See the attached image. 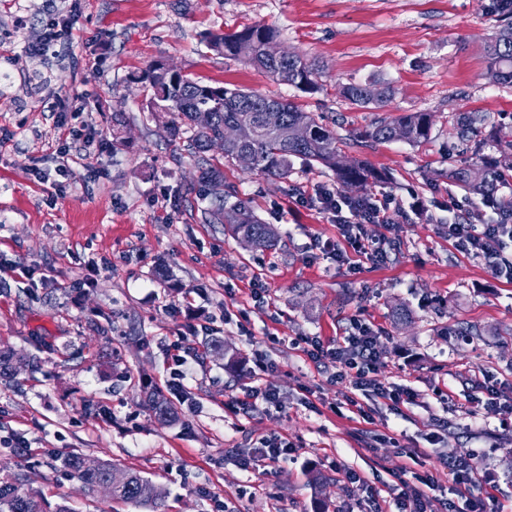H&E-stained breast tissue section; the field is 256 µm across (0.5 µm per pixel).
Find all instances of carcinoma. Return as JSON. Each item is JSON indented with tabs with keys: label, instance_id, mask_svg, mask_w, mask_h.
I'll return each mask as SVG.
<instances>
[{
	"label": "carcinoma",
	"instance_id": "carcinoma-1",
	"mask_svg": "<svg viewBox=\"0 0 512 512\" xmlns=\"http://www.w3.org/2000/svg\"><path fill=\"white\" fill-rule=\"evenodd\" d=\"M275 41L274 32L254 25L240 32L217 36L212 47L217 52L239 57L273 80L303 91L317 88L318 70L295 55L277 60L269 57L266 45ZM488 74L498 83H512V27L505 28L486 47ZM153 94L147 109L172 138L190 130L188 149L197 160L200 199L208 201L201 209L207 224H222L235 236L248 240L256 249L275 246L278 232L264 223L237 191L224 185V166L206 157L210 143L224 137L232 124H250L257 135L245 143L224 144L223 158L236 162L243 152L253 158L252 170L278 179H288L294 160L321 165L336 175L345 187L362 188L376 181L378 175L354 160L347 165L338 149L336 132L320 124L311 114L289 102L242 89L212 86L182 73L174 75L159 64L146 74ZM340 94L354 105L385 106L393 95L372 84L350 83ZM276 106L278 112L267 108ZM304 124L309 136L303 141L292 137L295 127ZM433 120L427 112H411L395 118H381L361 132L360 137L376 143L403 140L420 144L430 138ZM504 148L498 156H486L480 163L452 170L450 178L457 186L480 197L497 194L504 169L512 168V141L501 139ZM145 402L155 415L166 422L178 421V413L158 388L141 389ZM60 467L73 473L90 487L97 486L116 473L121 481L112 486V500L134 506L158 508L162 493L152 480L131 469H121L107 460H97L94 469L85 467L84 456L71 453L59 458ZM0 512H47L44 499L26 488V479L16 474L0 478Z\"/></svg>",
	"mask_w": 512,
	"mask_h": 512
}]
</instances>
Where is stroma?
<instances>
[{
    "instance_id": "obj_1",
    "label": "stroma",
    "mask_w": 512,
    "mask_h": 512,
    "mask_svg": "<svg viewBox=\"0 0 512 512\" xmlns=\"http://www.w3.org/2000/svg\"><path fill=\"white\" fill-rule=\"evenodd\" d=\"M66 14L73 42L30 54L48 15ZM277 33L279 49L318 63L319 91L305 93L210 47L251 25ZM512 25L496 0H0V350L35 366L0 381V466L26 477L49 506L72 512H151L114 503L54 457L75 452L151 478L163 512H364L369 489L401 495L403 465L447 486L440 455L483 454L479 479L495 481V503L512 512V425L478 387L512 393V280L459 252L441 226L449 198L466 194L451 170L495 153L496 131L512 132V84L487 76L485 47ZM165 62L206 84L284 99L333 127L346 158L379 174L372 191L425 208L367 236L398 238L386 263L336 265L317 247L337 238L325 215L295 204L291 185L335 184L333 172L295 162L288 179L225 164L224 180L279 233L258 250L206 224L196 203V160L147 110V69ZM390 86L383 108L350 104L341 85ZM428 112L419 146L361 143L378 118ZM482 116L477 136L457 133L459 114ZM123 142L112 138L113 117ZM94 126L100 150L72 154L69 174L46 188L62 147L58 117ZM265 283L263 302L250 288ZM405 309L407 322L394 318ZM369 320L385 357L384 386L411 389L393 409L372 396L361 418L348 383L289 346L296 336L332 340L354 317ZM215 338L244 366L203 349ZM190 360L180 392L169 385L173 344ZM267 371L253 373L256 357ZM168 393L179 420L166 423L139 391ZM275 390L252 416L230 413L232 396ZM441 441L428 444L427 434ZM288 439L277 473L241 469L235 449L259 436ZM399 436V447L387 439ZM24 446H17V439ZM426 449L409 463L405 449ZM364 478L353 487L346 470ZM319 472L320 487L309 482Z\"/></svg>"
}]
</instances>
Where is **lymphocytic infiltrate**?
I'll use <instances>...</instances> for the list:
<instances>
[{
    "mask_svg": "<svg viewBox=\"0 0 512 512\" xmlns=\"http://www.w3.org/2000/svg\"><path fill=\"white\" fill-rule=\"evenodd\" d=\"M291 196L299 204L326 214L331 223L336 224L341 239L330 243L329 249L332 257L339 261L351 250L365 255L371 261L385 262L394 247L393 241L365 237L364 225H394L403 217L405 210L419 211L423 208L418 198L413 199L410 206L405 208L394 199L373 192L349 198L327 184L314 185L308 191L297 188L292 190ZM483 205L491 210V218L475 217L471 203L449 199L448 211L451 218L446 226V234L459 251L483 259L493 275L512 278V257L505 252L507 245L512 244V222L504 219L497 199L484 200ZM294 344L301 348L311 362L331 369L332 380L350 383L354 391L353 396L346 399L350 406H357L355 394L359 391L373 392L396 406L412 398L410 390H389L376 382L374 374L383 356L381 340L365 320H354L351 332L337 338L335 343H324L317 336H300ZM290 448V443L282 438H257L252 448L239 452L240 465L246 470L260 467L267 472L273 471L288 455ZM442 463L448 470L455 493L473 496L476 512H485L491 494L486 490L476 491V464L460 461L449 453L443 455Z\"/></svg>",
    "mask_w": 512,
    "mask_h": 512,
    "instance_id": "obj_1",
    "label": "lymphocytic infiltrate"
}]
</instances>
